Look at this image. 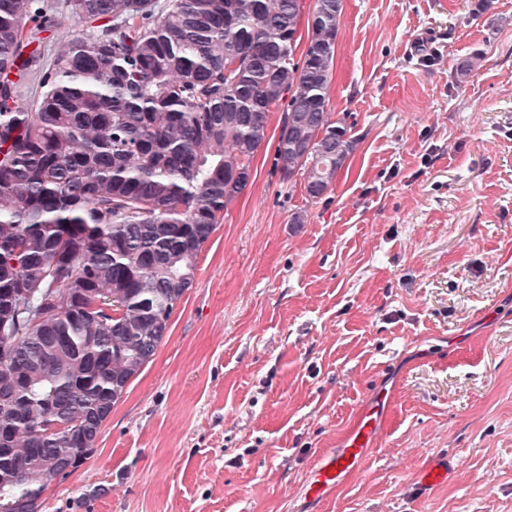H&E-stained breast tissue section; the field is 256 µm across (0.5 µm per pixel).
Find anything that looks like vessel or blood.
Wrapping results in <instances>:
<instances>
[{
    "instance_id": "obj_1",
    "label": "vessel or blood",
    "mask_w": 512,
    "mask_h": 512,
    "mask_svg": "<svg viewBox=\"0 0 512 512\" xmlns=\"http://www.w3.org/2000/svg\"><path fill=\"white\" fill-rule=\"evenodd\" d=\"M379 440L377 419L373 412H366L347 435L341 449L319 457L312 465L305 484L306 495L314 501L328 497L346 478L360 471L368 451L377 446ZM454 466L453 458L447 456L429 460L417 478V491L424 494L447 482Z\"/></svg>"
}]
</instances>
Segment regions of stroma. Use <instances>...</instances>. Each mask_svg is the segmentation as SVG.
Segmentation results:
<instances>
[{
  "label": "stroma",
  "instance_id": "1",
  "mask_svg": "<svg viewBox=\"0 0 512 512\" xmlns=\"http://www.w3.org/2000/svg\"><path fill=\"white\" fill-rule=\"evenodd\" d=\"M44 2L52 54L88 25ZM329 107L355 140L332 186L282 181L276 107L167 337L41 512H512V0H345ZM385 393L381 445L307 501ZM456 463L457 461L446 455L429 460L417 478L416 490L420 494H425L436 486L448 482L450 472Z\"/></svg>",
  "mask_w": 512,
  "mask_h": 512
}]
</instances>
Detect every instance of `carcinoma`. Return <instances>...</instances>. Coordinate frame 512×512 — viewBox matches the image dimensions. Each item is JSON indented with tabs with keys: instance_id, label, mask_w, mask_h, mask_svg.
I'll use <instances>...</instances> for the list:
<instances>
[{
	"instance_id": "obj_1",
	"label": "carcinoma",
	"mask_w": 512,
	"mask_h": 512,
	"mask_svg": "<svg viewBox=\"0 0 512 512\" xmlns=\"http://www.w3.org/2000/svg\"><path fill=\"white\" fill-rule=\"evenodd\" d=\"M314 0H65L88 34L23 57L44 0H0V512L40 508L156 354L198 256L279 142L309 197L349 155L331 120L340 16ZM37 81V91L23 88Z\"/></svg>"
}]
</instances>
